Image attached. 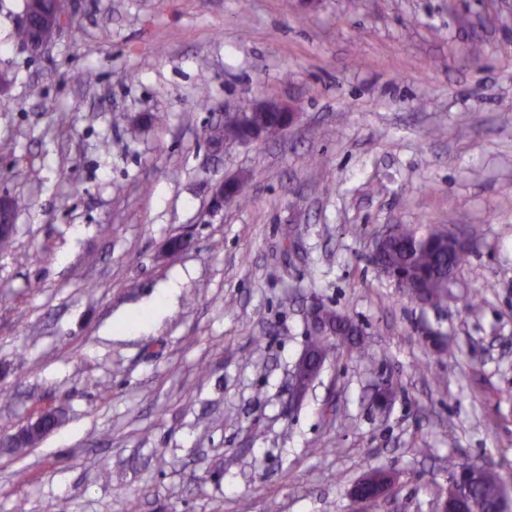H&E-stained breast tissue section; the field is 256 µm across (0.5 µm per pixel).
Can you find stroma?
Here are the masks:
<instances>
[{
  "label": "stroma",
  "mask_w": 512,
  "mask_h": 512,
  "mask_svg": "<svg viewBox=\"0 0 512 512\" xmlns=\"http://www.w3.org/2000/svg\"><path fill=\"white\" fill-rule=\"evenodd\" d=\"M21 11L0 0V435L64 422L0 448V512H435L463 464L512 481V0H74L39 56ZM255 98L295 122L213 151ZM234 176L246 203L212 211ZM398 224L471 227L447 305L371 262ZM316 304L375 358L336 345L296 399ZM376 468L394 502L353 501ZM236 112H249L248 116H242V123L245 126H249L251 119L249 117L250 112H265V113H282L287 115L288 117H292L293 120L295 118L296 112H293V109L290 105L284 104L282 102L263 100V99H253L249 101L246 107H240ZM233 112L232 114L236 113ZM290 113V116H289ZM225 115L224 123L217 124L211 127L209 133L210 142H223L224 144L233 143V144H250L254 142H259L264 140V134L261 130L252 129L249 133L237 136L234 138L225 139L224 138L230 134H234L237 128V120L233 115ZM220 145L216 149H222L224 147Z\"/></svg>",
  "instance_id": "1"
}]
</instances>
